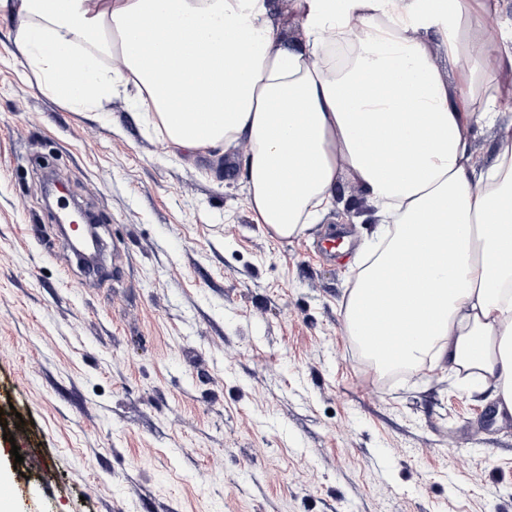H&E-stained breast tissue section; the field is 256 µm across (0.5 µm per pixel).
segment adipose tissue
Wrapping results in <instances>:
<instances>
[{"instance_id":"1","label":"adipose tissue","mask_w":512,"mask_h":512,"mask_svg":"<svg viewBox=\"0 0 512 512\" xmlns=\"http://www.w3.org/2000/svg\"><path fill=\"white\" fill-rule=\"evenodd\" d=\"M290 3L277 18L270 0H0V17L70 108L131 85L175 149L247 141L248 204L275 237L353 181L385 227L344 304L350 341L379 375L444 363L512 411V126L490 164L470 138L512 82V36L482 23L493 0Z\"/></svg>"}]
</instances>
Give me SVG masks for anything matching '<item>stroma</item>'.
<instances>
[{"label":"stroma","mask_w":512,"mask_h":512,"mask_svg":"<svg viewBox=\"0 0 512 512\" xmlns=\"http://www.w3.org/2000/svg\"><path fill=\"white\" fill-rule=\"evenodd\" d=\"M0 20V478L15 512H512V414L447 369L378 377L343 305L380 220L348 179L300 237L226 152L173 150L126 87L45 93ZM100 224L80 266L46 177ZM23 463H16V456Z\"/></svg>","instance_id":"obj_1"}]
</instances>
